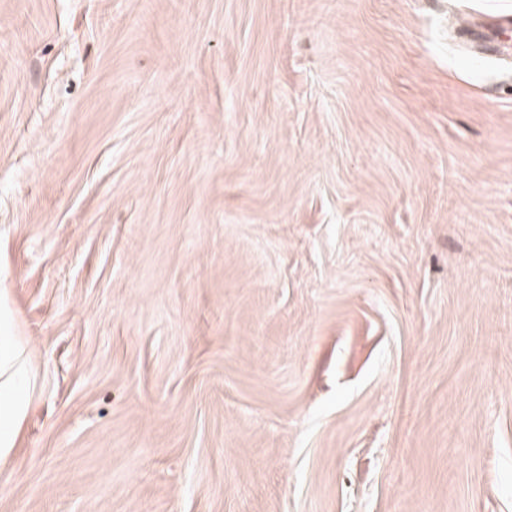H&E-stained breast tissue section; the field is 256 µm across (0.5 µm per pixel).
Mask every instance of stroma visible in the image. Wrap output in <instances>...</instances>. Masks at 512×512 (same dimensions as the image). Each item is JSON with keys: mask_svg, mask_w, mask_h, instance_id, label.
<instances>
[{"mask_svg": "<svg viewBox=\"0 0 512 512\" xmlns=\"http://www.w3.org/2000/svg\"><path fill=\"white\" fill-rule=\"evenodd\" d=\"M500 14L0 0V512H512ZM10 318L0 305V459L9 458L17 448L31 385L27 345L14 335Z\"/></svg>", "mask_w": 512, "mask_h": 512, "instance_id": "obj_1", "label": "stroma"}]
</instances>
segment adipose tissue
<instances>
[{
    "instance_id": "1",
    "label": "adipose tissue",
    "mask_w": 512,
    "mask_h": 512,
    "mask_svg": "<svg viewBox=\"0 0 512 512\" xmlns=\"http://www.w3.org/2000/svg\"><path fill=\"white\" fill-rule=\"evenodd\" d=\"M30 385L27 346L14 335L10 312L0 309V459L9 458L18 444Z\"/></svg>"
}]
</instances>
